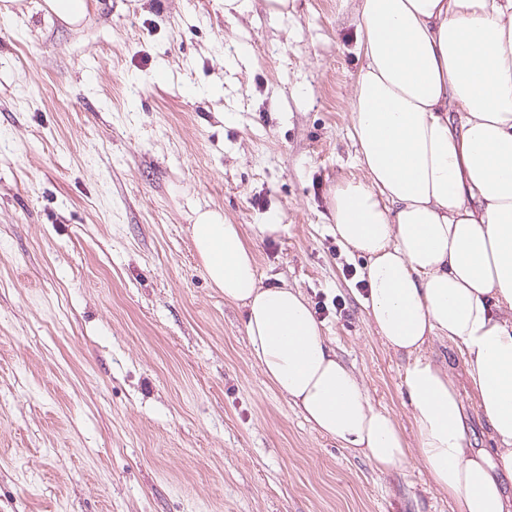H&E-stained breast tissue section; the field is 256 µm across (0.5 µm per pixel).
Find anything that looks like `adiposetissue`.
<instances>
[{
  "mask_svg": "<svg viewBox=\"0 0 512 512\" xmlns=\"http://www.w3.org/2000/svg\"><path fill=\"white\" fill-rule=\"evenodd\" d=\"M351 138L365 177L332 197L360 256L363 304L404 355L415 444L328 345L303 293L265 286L221 212L190 231L214 288L245 311L252 354L320 434L379 472L416 458L452 512H512V0H361ZM457 347L495 443L472 451L468 412L433 340Z\"/></svg>",
  "mask_w": 512,
  "mask_h": 512,
  "instance_id": "obj_1",
  "label": "adipose tissue"
}]
</instances>
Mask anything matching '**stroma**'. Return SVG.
<instances>
[{"label":"stroma","mask_w":512,"mask_h":512,"mask_svg":"<svg viewBox=\"0 0 512 512\" xmlns=\"http://www.w3.org/2000/svg\"><path fill=\"white\" fill-rule=\"evenodd\" d=\"M0 19V512H451L415 460L313 430L211 285L196 208L299 288L375 406L414 430L405 361L360 301L336 184L360 0H46ZM284 228L258 233L270 212ZM49 11L69 25L80 24L88 14L87 0H46Z\"/></svg>","instance_id":"35a3bbf8"}]
</instances>
